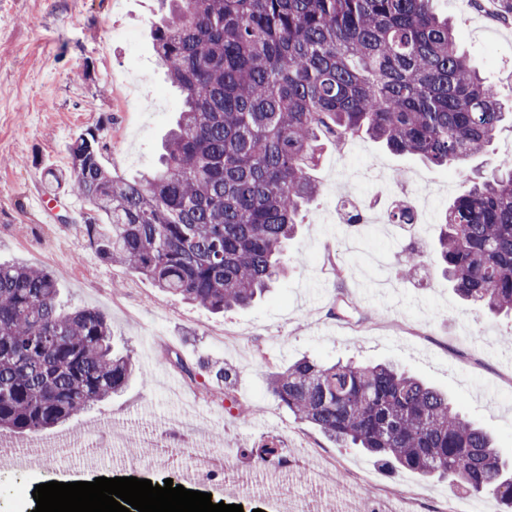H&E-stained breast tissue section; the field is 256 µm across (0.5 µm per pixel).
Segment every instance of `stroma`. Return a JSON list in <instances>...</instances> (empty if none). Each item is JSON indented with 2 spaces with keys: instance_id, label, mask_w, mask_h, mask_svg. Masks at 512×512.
Segmentation results:
<instances>
[{
  "instance_id": "35a3bbf8",
  "label": "stroma",
  "mask_w": 512,
  "mask_h": 512,
  "mask_svg": "<svg viewBox=\"0 0 512 512\" xmlns=\"http://www.w3.org/2000/svg\"><path fill=\"white\" fill-rule=\"evenodd\" d=\"M457 41L503 94L512 95V22L497 20L494 0H435ZM160 0H0V261L51 272L63 306L100 310L115 349L129 353L134 374L104 403L41 432L47 443L86 437L97 420L112 424L97 463L71 449L59 471L33 465L0 472V512H34L36 485L69 476L177 478L187 457L154 451L155 464L124 465L130 449L155 429L172 442L222 455L227 469H250V451L276 444L292 460L289 494L335 486L349 474L356 496L411 498V512H436L455 493L448 479L384 467L358 448H342L300 421L268 388L272 372L308 356L337 361L391 362L447 392L468 419L491 431L496 450L512 465V318L492 316L461 302L435 266L404 278L396 262L411 246L436 238L441 211L459 187L454 169H432L357 139L325 146L316 175L318 199L288 243L300 264L250 307L209 312L162 292L149 279L103 260L84 226L88 204L58 193L51 212L34 211L32 197L48 194L43 174L65 168L68 147L97 131L106 165L125 176L152 168L161 138L181 99L155 66L151 28ZM131 33L132 42L111 32ZM137 82L139 99L122 106L120 76ZM383 167L398 185L417 172L433 182L421 224L388 233L382 225L350 227L336 221V195L371 196L364 180Z\"/></svg>"
}]
</instances>
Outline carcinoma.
Masks as SVG:
<instances>
[{"mask_svg":"<svg viewBox=\"0 0 512 512\" xmlns=\"http://www.w3.org/2000/svg\"><path fill=\"white\" fill-rule=\"evenodd\" d=\"M157 65L183 96L158 167L139 179L104 163L97 134L69 145L67 183L95 212L86 224L105 260L215 313L249 306L300 262L286 250L319 193L321 152L368 137L397 155L452 167L463 182L427 261L466 302L512 314V156L481 174L508 117L498 89L460 49L433 0H161ZM48 271L0 264V435L37 434L121 391L128 355L94 308L64 310ZM271 393L343 447L423 477L446 476L512 512V474L489 432L440 391L386 364L303 358ZM287 463L268 444L250 450Z\"/></svg>","mask_w":512,"mask_h":512,"instance_id":"obj_1","label":"carcinoma"}]
</instances>
